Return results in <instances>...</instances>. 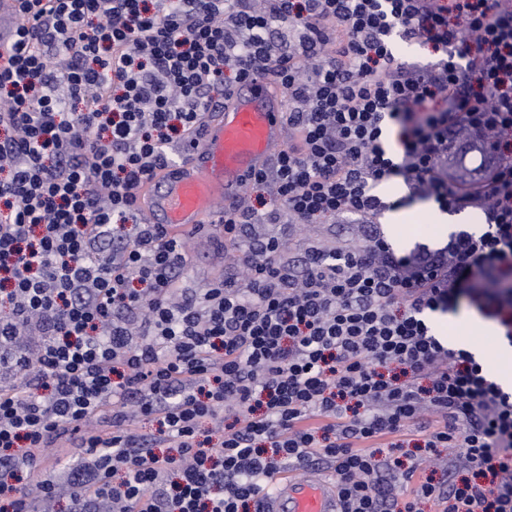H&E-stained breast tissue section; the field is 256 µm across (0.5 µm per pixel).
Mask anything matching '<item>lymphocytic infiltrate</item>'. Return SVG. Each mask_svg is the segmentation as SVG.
Segmentation results:
<instances>
[{
  "mask_svg": "<svg viewBox=\"0 0 512 512\" xmlns=\"http://www.w3.org/2000/svg\"><path fill=\"white\" fill-rule=\"evenodd\" d=\"M15 2L0 367L25 381L0 384V512H36L32 484L55 499L44 450L73 439L91 462L67 471V512H260L286 467L330 472L341 512H512V393L425 320L465 298L512 335V0ZM399 39L433 61L396 56ZM257 75L288 104V143L252 179L276 205L219 218L243 280L178 298L184 237L136 194ZM462 134L493 152L469 187L448 180ZM395 177L442 212L481 210L482 232L297 256L248 234L374 223ZM408 446L409 466L380 455ZM441 448L448 481L419 477Z\"/></svg>",
  "mask_w": 512,
  "mask_h": 512,
  "instance_id": "f902f5d3",
  "label": "lymphocytic infiltrate"
}]
</instances>
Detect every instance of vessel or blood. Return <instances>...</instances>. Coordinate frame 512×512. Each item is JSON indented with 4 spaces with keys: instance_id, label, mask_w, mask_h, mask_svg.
Returning a JSON list of instances; mask_svg holds the SVG:
<instances>
[{
    "instance_id": "obj_1",
    "label": "vessel or blood",
    "mask_w": 512,
    "mask_h": 512,
    "mask_svg": "<svg viewBox=\"0 0 512 512\" xmlns=\"http://www.w3.org/2000/svg\"><path fill=\"white\" fill-rule=\"evenodd\" d=\"M284 93L267 78L239 86L221 111L204 114L198 145L137 193V204L151 223L185 233L216 221L217 213L235 209L251 181L270 167L284 146ZM467 173H483L488 147L474 140L455 154ZM336 487L328 476L306 471L278 478L262 501V512H340Z\"/></svg>"
}]
</instances>
